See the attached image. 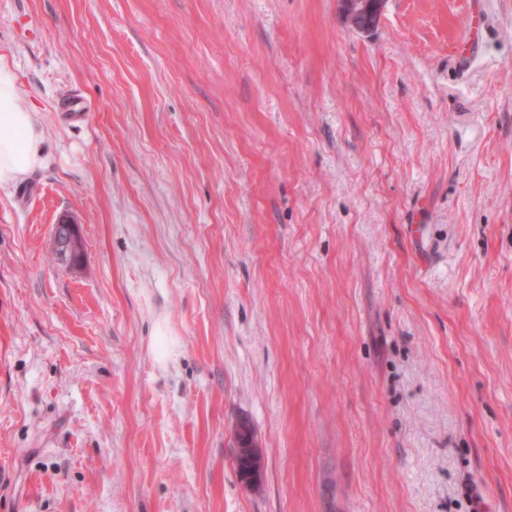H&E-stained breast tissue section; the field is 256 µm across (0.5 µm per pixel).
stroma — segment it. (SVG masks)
Returning a JSON list of instances; mask_svg holds the SVG:
<instances>
[{"mask_svg":"<svg viewBox=\"0 0 512 512\" xmlns=\"http://www.w3.org/2000/svg\"><path fill=\"white\" fill-rule=\"evenodd\" d=\"M0 60V512H512V0H0ZM384 0H338L339 12L348 27L368 34L379 27ZM35 114L23 101L15 71L0 61V187L14 183L41 161Z\"/></svg>","mask_w":512,"mask_h":512,"instance_id":"stroma-1","label":"stroma"}]
</instances>
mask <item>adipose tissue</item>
Listing matches in <instances>:
<instances>
[{
    "label": "adipose tissue",
    "instance_id": "obj_1",
    "mask_svg": "<svg viewBox=\"0 0 512 512\" xmlns=\"http://www.w3.org/2000/svg\"><path fill=\"white\" fill-rule=\"evenodd\" d=\"M36 115L24 103L13 68L0 62V187L14 183L41 161Z\"/></svg>",
    "mask_w": 512,
    "mask_h": 512
}]
</instances>
